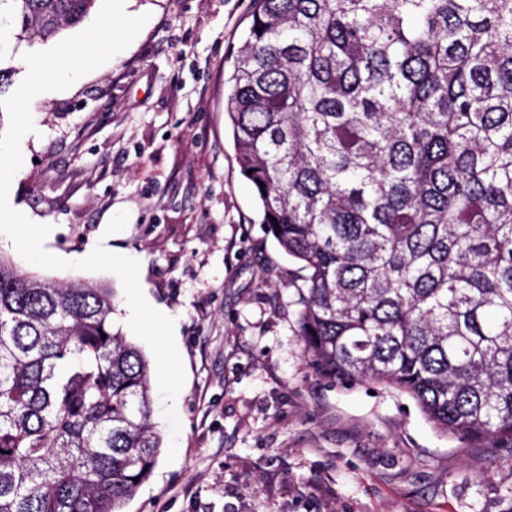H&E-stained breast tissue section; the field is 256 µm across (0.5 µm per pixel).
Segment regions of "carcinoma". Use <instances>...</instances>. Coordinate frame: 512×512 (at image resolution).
Masks as SVG:
<instances>
[{"instance_id": "cac0c4a2", "label": "carcinoma", "mask_w": 512, "mask_h": 512, "mask_svg": "<svg viewBox=\"0 0 512 512\" xmlns=\"http://www.w3.org/2000/svg\"><path fill=\"white\" fill-rule=\"evenodd\" d=\"M96 0H0L45 42ZM224 97L262 223L308 275L322 378L512 447V0H256ZM114 291L0 255V512H123L162 447Z\"/></svg>"}]
</instances>
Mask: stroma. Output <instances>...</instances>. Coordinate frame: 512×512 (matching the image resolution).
I'll list each match as a JSON object with an SVG mask.
<instances>
[{"label":"stroma","instance_id":"stroma-1","mask_svg":"<svg viewBox=\"0 0 512 512\" xmlns=\"http://www.w3.org/2000/svg\"><path fill=\"white\" fill-rule=\"evenodd\" d=\"M254 0H128L149 14L130 48L64 91L31 102L34 134L8 194L47 224V252L95 247L135 259L148 303L175 316L185 382L152 420L159 460L124 512H512V448L437 430L407 394L315 375L296 322L303 271L267 234L224 127L229 53ZM0 23L6 94L27 75L28 44ZM101 281L128 332L110 272L49 270Z\"/></svg>","mask_w":512,"mask_h":512}]
</instances>
